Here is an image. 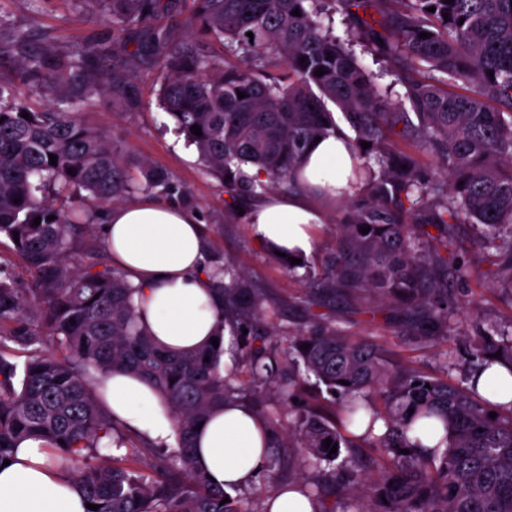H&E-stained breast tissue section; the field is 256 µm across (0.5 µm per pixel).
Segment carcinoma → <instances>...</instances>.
<instances>
[{
  "label": "carcinoma",
  "mask_w": 512,
  "mask_h": 512,
  "mask_svg": "<svg viewBox=\"0 0 512 512\" xmlns=\"http://www.w3.org/2000/svg\"><path fill=\"white\" fill-rule=\"evenodd\" d=\"M98 2L117 40L137 34L136 53L160 63L162 108L231 192L259 198L297 189L292 175L307 143L345 135L334 117L342 114L354 132L347 147L357 193L345 200L328 272L340 296L392 300L408 318L407 335L436 343L470 306L448 293V276L466 279L472 270L463 260L448 267L429 239L446 247L453 227L468 224L485 251L512 260V0H333L344 39L324 23L321 0H192L187 26L225 44L236 64L174 43L161 23L164 0ZM355 43L390 64L388 86L358 62ZM2 50L18 70L17 80H0V237L13 242L33 288L28 298L0 276V462L23 439L47 441L58 469L99 505L86 512H249L196 470L192 436L217 406L247 399L271 435L267 470L317 512H512V400L499 402L473 382L494 365L512 376V316L473 319L470 367L458 381L452 362L443 376H425L388 361L373 337L313 312L306 328L279 337V350L271 346L278 307L232 263L209 258L203 271L224 306L223 325L239 336L248 330V382L221 373V347H158L121 269L80 270L69 260L77 245L101 246L95 237L73 239L75 224L94 228L109 205L138 191L178 192L145 162L132 175L122 148L84 119L104 100L136 105L129 75L100 65L104 47L37 49L25 29L1 38ZM269 54L282 72L263 69ZM320 67L325 74L314 75ZM29 93L47 105L32 107ZM398 137L429 154L433 167L402 150ZM63 190L87 192L82 215L54 208L51 196ZM115 371L157 391L176 419L177 447L156 448L113 417L98 380ZM311 387L326 389L333 414L293 409ZM415 425L441 434L433 449L410 441ZM109 447L143 456L147 469L131 468L125 456L103 459ZM306 467L316 472L311 480Z\"/></svg>",
  "instance_id": "1"
}]
</instances>
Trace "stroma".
<instances>
[{"label": "stroma", "instance_id": "obj_1", "mask_svg": "<svg viewBox=\"0 0 512 512\" xmlns=\"http://www.w3.org/2000/svg\"><path fill=\"white\" fill-rule=\"evenodd\" d=\"M189 0H169L165 24L177 41L205 45L213 55L230 59L231 54L217 41L187 28ZM92 0H0V30H29L37 46L69 48L106 38L109 24L95 21ZM135 42L115 48L110 65L129 73L138 99L134 108L101 103L93 108L89 121L108 131L123 144L131 165L149 163L167 173L179 189L170 201L194 209L201 222L208 254L234 263L245 271L253 288L279 308L277 334L283 335L303 324L308 311L325 314L329 321L357 336H373L395 364L414 368L426 375H440L445 357H452L461 377L472 333L471 320L461 316L446 341L433 346L416 344L403 332V317L389 302L358 296L348 302L333 300L322 283L339 244L337 206H330L326 224L315 231L316 248L308 256L311 279L290 272L288 262L273 257L258 243L241 212L249 201L232 196L223 183L209 175L198 160L195 147L179 134L169 115L159 105L162 73L135 53ZM448 257L462 256L474 271L473 277L455 286L458 294L480 301L487 320L508 319L512 309L502 301L498 288L506 269L501 259L488 255L474 240L469 225H456L448 246Z\"/></svg>", "mask_w": 512, "mask_h": 512}]
</instances>
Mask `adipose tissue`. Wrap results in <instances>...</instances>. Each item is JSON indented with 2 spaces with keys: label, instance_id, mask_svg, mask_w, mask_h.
I'll list each match as a JSON object with an SVG mask.
<instances>
[{
  "label": "adipose tissue",
  "instance_id": "adipose-tissue-1",
  "mask_svg": "<svg viewBox=\"0 0 512 512\" xmlns=\"http://www.w3.org/2000/svg\"><path fill=\"white\" fill-rule=\"evenodd\" d=\"M312 187L307 195H269L250 209L257 241L289 257L310 255L313 228L325 221L323 204L347 185L348 156L329 136L310 143L302 159ZM103 236L114 265L139 289L140 319L162 345L187 350L214 337L222 305L202 270L205 244L195 210L145 198L117 204L103 216ZM104 398L115 418L158 446H171L174 421L145 381L114 373ZM264 423L248 407L218 406L195 433V465L213 486H243L265 468ZM0 512H86L80 488L50 463L45 440L19 442L9 465H0Z\"/></svg>",
  "mask_w": 512,
  "mask_h": 512
}]
</instances>
